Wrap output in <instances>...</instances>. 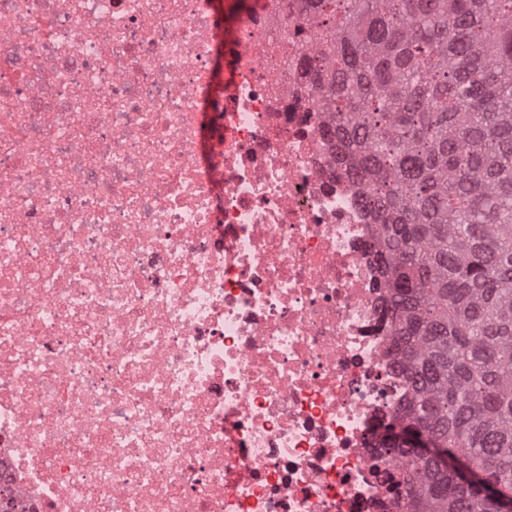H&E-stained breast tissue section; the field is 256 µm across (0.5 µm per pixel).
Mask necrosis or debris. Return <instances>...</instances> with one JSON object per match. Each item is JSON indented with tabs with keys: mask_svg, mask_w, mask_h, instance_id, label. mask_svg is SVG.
I'll use <instances>...</instances> for the list:
<instances>
[{
	"mask_svg": "<svg viewBox=\"0 0 512 512\" xmlns=\"http://www.w3.org/2000/svg\"><path fill=\"white\" fill-rule=\"evenodd\" d=\"M306 0H0L17 512H396L407 400Z\"/></svg>",
	"mask_w": 512,
	"mask_h": 512,
	"instance_id": "obj_1",
	"label": "necrosis or debris"
}]
</instances>
